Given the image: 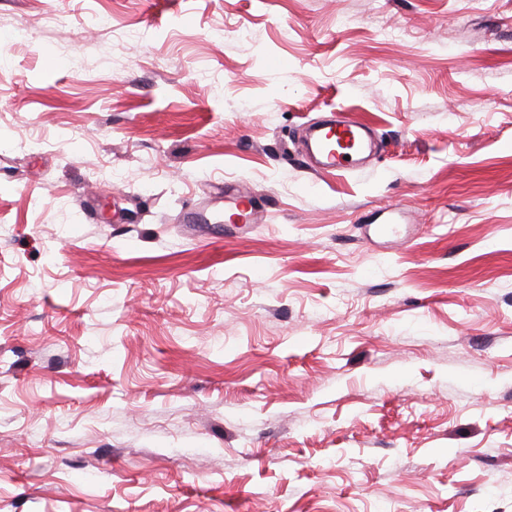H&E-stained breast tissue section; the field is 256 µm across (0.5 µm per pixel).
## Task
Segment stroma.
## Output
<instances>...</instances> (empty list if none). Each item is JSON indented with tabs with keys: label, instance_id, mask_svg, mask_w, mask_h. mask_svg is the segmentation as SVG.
Listing matches in <instances>:
<instances>
[{
	"label": "stroma",
	"instance_id": "stroma-1",
	"mask_svg": "<svg viewBox=\"0 0 512 512\" xmlns=\"http://www.w3.org/2000/svg\"><path fill=\"white\" fill-rule=\"evenodd\" d=\"M0 512H512V0H0ZM369 131L368 127L348 117L336 119L334 116L309 127L307 149L320 170L349 171L358 166L368 143ZM357 143L363 144L364 148L358 149ZM224 208L234 211L239 224H262L267 217L259 198L251 190L237 188L224 194Z\"/></svg>",
	"mask_w": 512,
	"mask_h": 512
}]
</instances>
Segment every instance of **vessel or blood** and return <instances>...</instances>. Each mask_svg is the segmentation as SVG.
<instances>
[{
    "mask_svg": "<svg viewBox=\"0 0 512 512\" xmlns=\"http://www.w3.org/2000/svg\"><path fill=\"white\" fill-rule=\"evenodd\" d=\"M369 129L349 118H331L308 129L307 149L320 170L349 171L360 161L361 144L367 143ZM224 206L234 212L240 224H261L267 217L259 198L252 191L238 188L225 194Z\"/></svg>",
    "mask_w": 512,
    "mask_h": 512,
    "instance_id": "vessel-or-blood-1",
    "label": "vessel or blood"
}]
</instances>
